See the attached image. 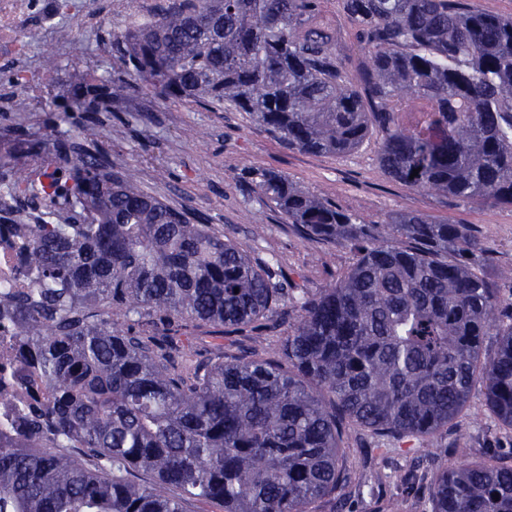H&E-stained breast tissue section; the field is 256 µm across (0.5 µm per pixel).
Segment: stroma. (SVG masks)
Here are the masks:
<instances>
[{"instance_id":"1","label":"stroma","mask_w":512,"mask_h":512,"mask_svg":"<svg viewBox=\"0 0 512 512\" xmlns=\"http://www.w3.org/2000/svg\"><path fill=\"white\" fill-rule=\"evenodd\" d=\"M94 9H112V30L100 36L80 35L77 46L85 56L82 69L62 75L58 91L70 95L74 80L117 66L113 53L102 45L125 30L130 8L125 0H91ZM16 90L8 71L0 67V156L12 139L45 138L52 131L74 130L77 113L61 118L50 108L15 112ZM99 144L112 168L136 182L170 207L201 216L223 231L258 263L270 264L286 288H322L356 259L349 247L308 237L288 224L274 207L250 186L245 169L275 170L303 190L333 201L349 215L368 224L387 223L396 213H419L450 224L467 225L481 243V271L491 287L512 293L503 270L512 268V207L479 201L459 203L430 191L391 180L380 168L381 135L370 130L363 142L346 154L314 155L288 148L266 133L254 117L217 105L173 102L136 87L101 114ZM199 351L221 346L227 353L257 348L272 355L280 342L276 331L264 332L261 346L245 334L212 337L209 327L197 331ZM448 441L469 450L479 460L488 449H512V431L500 427L485 401V387L475 384L462 417L448 428ZM347 465L353 474L345 490L346 512H378L385 502L400 512H422L423 495L398 482L394 474L409 461L394 454L351 444Z\"/></svg>"}]
</instances>
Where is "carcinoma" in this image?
I'll return each mask as SVG.
<instances>
[{
    "label": "carcinoma",
    "mask_w": 512,
    "mask_h": 512,
    "mask_svg": "<svg viewBox=\"0 0 512 512\" xmlns=\"http://www.w3.org/2000/svg\"><path fill=\"white\" fill-rule=\"evenodd\" d=\"M331 0H173L113 37L126 78L54 103L85 113L89 149L56 158L48 186L0 156V196L43 210L19 224L31 286L0 297L20 385L45 401L0 428V512H343L344 440L417 459L435 448L425 512H512V449L476 463L445 442L473 385L512 430V297L478 274L462 224L416 213L386 231L275 171L253 191L306 235L356 261L324 288L289 292L210 224L120 176L98 113L139 84L223 105L309 154H343L370 130L391 179L458 202L512 206V17L473 0H340L366 67L336 53ZM418 175H413V170ZM281 330L273 357L220 347L185 367L189 328ZM493 340L496 351L483 353ZM456 463L448 465V458Z\"/></svg>",
    "instance_id": "cac0c4a2"
}]
</instances>
